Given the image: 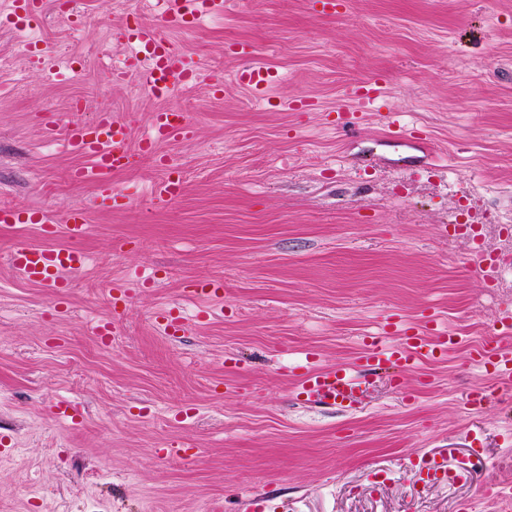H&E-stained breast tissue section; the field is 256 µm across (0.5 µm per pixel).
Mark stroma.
I'll list each match as a JSON object with an SVG mask.
<instances>
[{
  "label": "stroma",
  "instance_id": "35a3bbf8",
  "mask_svg": "<svg viewBox=\"0 0 512 512\" xmlns=\"http://www.w3.org/2000/svg\"><path fill=\"white\" fill-rule=\"evenodd\" d=\"M45 2L29 33L50 69L0 0V201L84 208L89 260L60 313L8 265L37 230L0 233V512H512L490 498L512 488V396L467 406L494 385L469 350L512 305V0H228L169 30L200 77L164 99L111 78L125 17L161 24L156 0ZM244 44L277 75L268 99L235 80ZM379 76L360 108L353 89ZM77 101L134 145L162 108L196 136L137 156L112 177L128 205L101 206L40 128ZM166 163L184 187L161 205ZM477 251L498 260L494 287ZM135 275L145 288L100 343L109 287ZM210 279L224 294L200 324L185 290ZM167 308L184 334L155 323ZM431 314L461 343L407 391L385 374L350 412L296 400L307 354L350 364L387 319ZM61 400L78 419L53 414Z\"/></svg>",
  "mask_w": 512,
  "mask_h": 512
}]
</instances>
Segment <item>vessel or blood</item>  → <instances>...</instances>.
Segmentation results:
<instances>
[{
  "label": "vessel or blood",
  "instance_id": "1",
  "mask_svg": "<svg viewBox=\"0 0 512 512\" xmlns=\"http://www.w3.org/2000/svg\"><path fill=\"white\" fill-rule=\"evenodd\" d=\"M12 14L18 15L22 24L39 23L44 15V0H10ZM224 0H167L162 12L163 26L150 27L142 23L126 26L123 39L134 42L135 51L128 57L124 72L115 76L123 81L128 72H138L144 87L156 97L171 94L173 88L192 83L197 78L196 69L189 65L181 50L170 41L165 28L189 29L201 17L222 14ZM243 58L236 73L239 84L247 87L255 96L265 97L274 77L268 67L256 62L248 49H241ZM43 131L47 136H62L68 150L86 158L85 166L75 168L70 174L73 182L94 185L97 200L106 202L121 199V192L112 184L114 172L129 167L134 152L125 133L111 113L101 112L89 122L71 120L60 124L56 114H46ZM190 128L182 113L161 110L153 113L147 142L158 140H185ZM183 177L174 168H167L165 177L153 188L158 203L178 198ZM17 224L36 225L44 238L55 237L57 231H65L70 240L63 248H32L18 245L9 255V264L26 281L52 288L55 299H62L68 286V273L83 268L86 255L79 243L84 238L87 225L83 210L74 208L64 217L48 213L45 209L22 210L16 207H0V226ZM191 298L202 301L201 315H208L209 301L221 298L223 283L208 280L189 289ZM512 335V312L504 311L498 319L493 339L475 346L470 351L473 362L492 367L497 384L503 390L512 389V345L507 338ZM458 345L454 336L435 325L424 331L412 332L397 323L384 324L379 336L363 340V350L352 366L339 365L329 368L306 367L300 374L295 394L297 399L315 406H332L344 409L358 407L373 377L387 369H396L392 381L402 384L404 372H414L428 361L445 359Z\"/></svg>",
  "mask_w": 512,
  "mask_h": 512
}]
</instances>
